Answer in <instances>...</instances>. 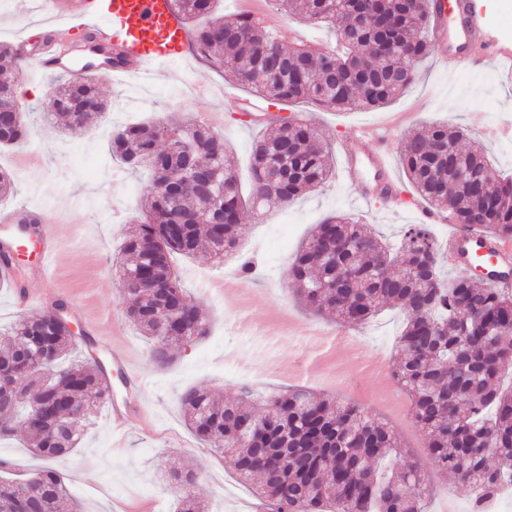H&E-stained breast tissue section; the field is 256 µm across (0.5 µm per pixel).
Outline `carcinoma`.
Returning <instances> with one entry per match:
<instances>
[{
    "instance_id": "carcinoma-1",
    "label": "carcinoma",
    "mask_w": 512,
    "mask_h": 512,
    "mask_svg": "<svg viewBox=\"0 0 512 512\" xmlns=\"http://www.w3.org/2000/svg\"><path fill=\"white\" fill-rule=\"evenodd\" d=\"M282 15L312 24L339 23L343 52L303 42L291 49L260 15L215 18L216 0H173L191 27L194 55L271 103L312 102L328 109L380 107L411 86L432 41L427 2L412 0H274ZM27 61L0 45V146L27 140L13 112L9 76ZM108 108L98 79L52 84L42 112L82 130ZM275 128L252 149L247 194L240 192L224 136L212 127L163 115L112 133V159L131 174L148 171L145 224L132 222L116 257L126 275L125 315L160 367L173 346L208 335L206 317L188 297L174 254L218 260L236 250L242 212L282 207L332 175L330 148L302 122ZM464 134L432 124L406 137L400 162L418 197L453 223L512 239V177H485L484 146L460 147ZM296 294L316 314L348 326L385 307L409 317L398 343L397 383L422 430L427 462L400 464L403 450L381 418L364 408L297 385L264 394L242 382L227 401L206 389L181 398L194 435L224 452L241 479H259L263 506L285 512H424L431 474L450 473L474 491V512L512 480V291L470 275L447 274L444 251L426 224H410L394 256L367 225L345 214L315 226L288 266ZM0 343V439L22 429L46 465L24 480L0 476V512H62L71 499L55 460L80 448L97 406L112 392L98 362L68 363L75 338L64 321L22 314ZM72 424L60 434L52 418ZM254 420L262 433L248 435ZM177 512H205L195 475L178 469Z\"/></svg>"
}]
</instances>
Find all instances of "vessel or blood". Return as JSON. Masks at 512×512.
I'll list each match as a JSON object with an SVG mask.
<instances>
[{"instance_id": "obj_1", "label": "vessel or blood", "mask_w": 512, "mask_h": 512, "mask_svg": "<svg viewBox=\"0 0 512 512\" xmlns=\"http://www.w3.org/2000/svg\"><path fill=\"white\" fill-rule=\"evenodd\" d=\"M38 10L51 30L33 67L44 75H74L71 59L97 47L110 55H122L121 75L139 74L145 68L167 69L187 61L191 37L172 0H37ZM433 37L445 51L449 71L456 72L480 64L481 50H488L499 62L512 65V40L503 38L497 25L486 19L478 0H454L452 8H433ZM368 131L351 136L340 145L344 179L350 184L365 183L376 176L385 188L389 204H397L399 192L386 165L384 152L363 157L359 145L371 139ZM27 223L35 240L42 243L38 278L43 287H54V263L64 260L63 241L55 218L43 210L14 207L0 211V226ZM448 265L472 264L475 257L490 259L491 285L512 288V243L455 228L448 235ZM113 365L121 368L136 392H143L146 379L131 365L125 347H109Z\"/></svg>"}]
</instances>
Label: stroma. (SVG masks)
<instances>
[{
    "label": "stroma",
    "instance_id": "1",
    "mask_svg": "<svg viewBox=\"0 0 512 512\" xmlns=\"http://www.w3.org/2000/svg\"><path fill=\"white\" fill-rule=\"evenodd\" d=\"M37 20V14L21 9L20 0H0V44L40 39L43 29ZM441 52V46H433L419 65L412 87L386 106L327 110L300 102L285 105L283 112L312 124L332 146L356 128H375L387 142L394 180L405 191L410 185L399 163V143L431 123L462 130L466 144L482 142L495 169L512 175V135L505 133L512 124V70L490 59L476 69L451 72L440 65ZM97 76L110 108L94 125L71 132L40 119L29 124L26 145L0 149V170L10 172L20 189L17 203L48 208L60 202L68 207L64 218L76 249L58 269L57 282L103 329L99 336L84 334L78 343L79 355L106 358L104 335L120 329L122 341L148 379L143 395L146 416L133 419L120 442H113L108 409L100 407L81 448L56 467L83 512H113L117 501L125 502L130 512H174L181 491L168 478L170 456L195 472L194 493L207 512H260L253 484L239 482L223 453L202 444L185 425L179 395L198 385L228 398L244 378L268 394L292 383L325 390L328 362L344 360L348 350L329 345L319 350L300 336V329L310 325L333 330L337 324L314 315L296 300L286 282L289 263L312 226L328 214L358 217L393 240L400 239L406 225L419 223L420 214L412 204L391 210L374 193L361 199V187L336 175L278 210L263 216L246 214L237 250L223 260L173 255L192 301L210 318V334L178 350L170 368H158L148 355L146 341L125 316L122 288L112 264L149 181L147 174L130 175L112 160L111 132L179 111L178 88L209 84L213 93L200 98L197 109L223 113L222 132L245 184L250 180L251 145L258 129L239 120L245 91L196 60L146 78L141 91L150 104L144 109L129 103L130 77L106 70ZM221 88L229 89V96L216 97ZM248 259L257 264L251 275L240 270ZM405 319L404 310L390 308L356 328L358 344L381 339L387 366L364 373L346 363L348 382L373 391L391 384L395 343Z\"/></svg>",
    "mask_w": 512,
    "mask_h": 512
}]
</instances>
